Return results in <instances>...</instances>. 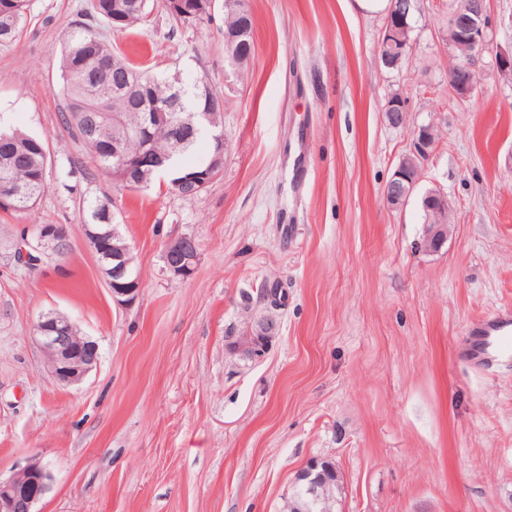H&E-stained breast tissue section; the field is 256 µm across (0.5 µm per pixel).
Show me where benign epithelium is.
<instances>
[{"label":"benign epithelium","mask_w":512,"mask_h":512,"mask_svg":"<svg viewBox=\"0 0 512 512\" xmlns=\"http://www.w3.org/2000/svg\"><path fill=\"white\" fill-rule=\"evenodd\" d=\"M416 8L415 0H393L392 12L387 16L378 50L387 60L397 51L398 33L406 27H396L405 22ZM449 24L459 44L466 47L463 60L448 77V91L460 100L472 97L476 90L473 81L476 61L489 49L492 21L486 0H470L456 9ZM241 35H224L225 61L234 68L243 60L238 39ZM434 143L430 131L420 128L415 133L412 146L404 155L391 179L385 186L384 197L393 210H401L416 192L425 164L433 153ZM112 158L116 159V172L112 173V184L126 183L139 167L138 161L119 156L117 144H112ZM425 209L439 213L447 206L444 194L436 189L424 196ZM451 225L423 224L419 246L426 253L440 251L448 240ZM69 239L63 224H38L32 237H22L15 246L14 261L25 269L43 263L49 253L58 254L59 246ZM112 250L95 249L98 262L112 295L119 305L137 299L143 280L135 265L131 246L120 242L119 234L112 232ZM199 256L196 242L188 236H179L166 242L163 260L170 276L186 280L194 273ZM277 330V321L272 317L253 319L248 322L241 335L235 337L230 347L241 357L258 361L262 359ZM38 344L45 358L50 376L64 384L82 382L93 370L98 360L96 344L80 335L72 323L60 322L54 317L43 316L35 325ZM50 489V474L41 463L34 461L14 473L6 480L0 479V512H36V505ZM343 486L335 465L324 459L309 461L297 474L288 496L286 512H335Z\"/></svg>","instance_id":"obj_1"}]
</instances>
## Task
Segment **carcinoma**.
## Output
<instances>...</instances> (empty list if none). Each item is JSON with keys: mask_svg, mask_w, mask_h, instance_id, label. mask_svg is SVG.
Returning a JSON list of instances; mask_svg holds the SVG:
<instances>
[{"mask_svg": "<svg viewBox=\"0 0 512 512\" xmlns=\"http://www.w3.org/2000/svg\"><path fill=\"white\" fill-rule=\"evenodd\" d=\"M154 0H91L86 16L112 26V17L129 30L147 21ZM167 14L182 24L195 25L209 12L208 0H198L188 13L175 5V0H160ZM29 0H0V48L13 45L22 35L27 21ZM253 31L251 13L244 0H236L224 9V30ZM143 74L142 90L151 101L164 105L170 98L168 81L156 79L141 67H134L115 56L112 49L89 23L78 20L66 34L61 46L60 89L65 99L61 113L63 129L78 141L94 168L112 177V113H121L123 136L121 149L133 157L143 153L150 161L139 171V184L127 189L142 190L154 184L157 174L167 176L170 192L182 193L180 182L198 175L209 164L216 145L208 142L205 153L197 152L201 138L193 135L204 112L218 125H224V97L197 82L185 88L177 111L169 120L156 123L149 131L141 130L142 112L128 108L126 100L112 94V85L98 84V73L112 76V71ZM47 149L42 139L15 128L0 126V194L8 187L16 191L11 209L31 211L39 202L47 183ZM89 227L102 234L104 245L112 244V229L118 226L106 202L96 200L89 206Z\"/></svg>", "mask_w": 512, "mask_h": 512, "instance_id": "obj_1", "label": "carcinoma"}]
</instances>
